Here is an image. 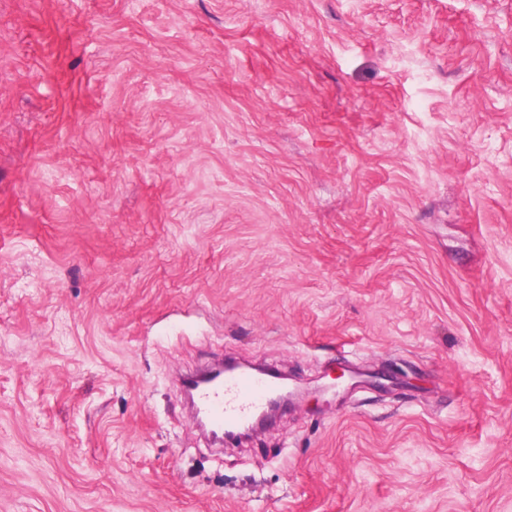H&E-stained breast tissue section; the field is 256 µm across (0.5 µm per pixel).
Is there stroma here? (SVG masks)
I'll return each mask as SVG.
<instances>
[{
	"instance_id": "1",
	"label": "stroma",
	"mask_w": 512,
	"mask_h": 512,
	"mask_svg": "<svg viewBox=\"0 0 512 512\" xmlns=\"http://www.w3.org/2000/svg\"><path fill=\"white\" fill-rule=\"evenodd\" d=\"M0 512H512V0H0ZM276 386V378L269 374L226 373L223 382L200 385L193 390L194 420L198 415L216 429L233 427L256 414Z\"/></svg>"
}]
</instances>
